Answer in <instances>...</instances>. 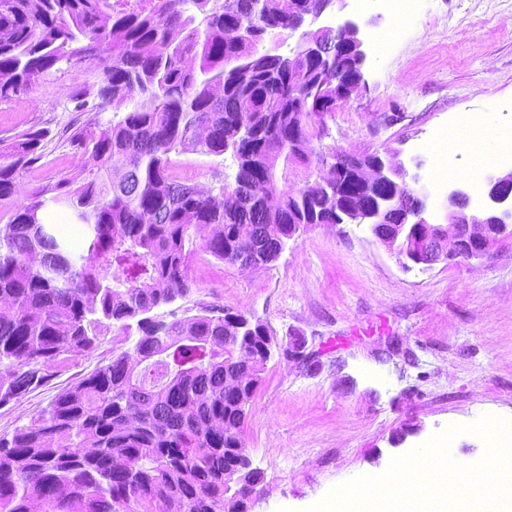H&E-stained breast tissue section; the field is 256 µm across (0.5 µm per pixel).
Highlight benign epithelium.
<instances>
[{
	"instance_id": "benign-epithelium-1",
	"label": "benign epithelium",
	"mask_w": 512,
	"mask_h": 512,
	"mask_svg": "<svg viewBox=\"0 0 512 512\" xmlns=\"http://www.w3.org/2000/svg\"><path fill=\"white\" fill-rule=\"evenodd\" d=\"M345 6L344 0H320L317 7L303 14L297 13L298 2H288V15L295 25L305 21L316 23L335 3ZM368 23L352 16L336 19L332 25L316 29L319 38L307 44V49L326 61H331V37L343 39L354 46L362 58H367ZM350 163L358 169V181L369 192L382 193L374 205L363 196L354 197L349 204L348 219L352 224H365L372 236L394 253L399 262L409 259L413 264L430 269L441 262L478 260L489 252L493 242L512 228V169L488 177L485 202L478 208L471 206L469 195L456 188L448 192L443 205L445 223H433L428 217V196L413 189L407 182L408 170L402 161L390 163L379 160L365 163L360 155L338 154L331 158L327 170H341ZM423 228L421 251L412 255L404 251L402 239L407 231ZM283 359L310 363L306 338L280 350Z\"/></svg>"
}]
</instances>
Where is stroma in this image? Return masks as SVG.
<instances>
[{
	"mask_svg": "<svg viewBox=\"0 0 512 512\" xmlns=\"http://www.w3.org/2000/svg\"><path fill=\"white\" fill-rule=\"evenodd\" d=\"M370 21L369 58L357 96L323 117L324 148L339 153L396 149L409 174L447 173L448 188L483 202L496 168L470 146L448 153L431 139L459 113L512 128V0H423L419 14L393 20L346 0ZM96 79L63 63L27 92L0 100V138L45 129L44 157L19 183L20 195L60 177L82 182L85 159L73 128L119 119L93 114ZM173 173L218 185L230 156L174 155ZM190 292L155 309L173 320L213 305L266 324L278 343L305 336L315 353L304 365L271 358L249 407L244 440L263 491L253 512H307L334 486L384 473L394 459L452 425L481 416L512 419V235L479 262L406 270L361 224H313L261 270L224 265L197 250ZM131 342L105 327L90 351L51 366L49 381L0 406V436L33 423L62 391L110 363Z\"/></svg>",
	"mask_w": 512,
	"mask_h": 512,
	"instance_id": "35a3bbf8",
	"label": "stroma"
}]
</instances>
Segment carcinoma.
<instances>
[{"label":"carcinoma","mask_w":512,"mask_h":512,"mask_svg":"<svg viewBox=\"0 0 512 512\" xmlns=\"http://www.w3.org/2000/svg\"><path fill=\"white\" fill-rule=\"evenodd\" d=\"M294 23L281 0H0V98L30 89L65 60L99 71L93 110L122 104L108 125L69 143L88 176L33 191L0 226V406L38 388L47 367L92 349L112 322L139 336L61 392L29 426L0 437V512H244L263 481L244 470L243 431L275 346L242 314L199 313L166 323L154 309L187 295L197 234L233 267L262 247L265 268L296 224H330L336 194L357 191L347 167L322 188L332 152L319 145L336 97L357 75L350 48L332 68L290 49L259 50ZM44 129L0 138V201L42 157ZM231 154L233 174L207 195L179 180L171 155ZM303 177L275 189L278 177ZM66 209L88 242L42 211Z\"/></svg>","instance_id":"obj_1"}]
</instances>
